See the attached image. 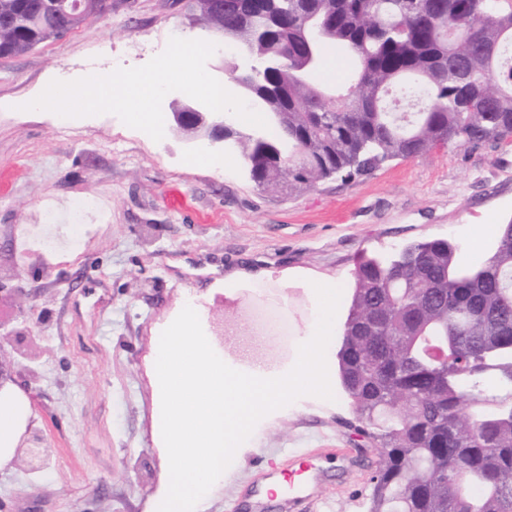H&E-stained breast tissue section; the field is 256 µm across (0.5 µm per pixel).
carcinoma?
Wrapping results in <instances>:
<instances>
[{"label":"carcinoma","instance_id":"1","mask_svg":"<svg viewBox=\"0 0 512 512\" xmlns=\"http://www.w3.org/2000/svg\"><path fill=\"white\" fill-rule=\"evenodd\" d=\"M191 0L198 22L263 61L243 97L265 131L236 129L262 188L376 170L438 148L512 140V0ZM82 26L52 0H0V56ZM359 61L345 92L314 82L306 45ZM337 357L355 430L379 451L369 512H512V221L467 268L450 238L353 273Z\"/></svg>","mask_w":512,"mask_h":512}]
</instances>
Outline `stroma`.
Wrapping results in <instances>:
<instances>
[{
	"label": "stroma",
	"mask_w": 512,
	"mask_h": 512,
	"mask_svg": "<svg viewBox=\"0 0 512 512\" xmlns=\"http://www.w3.org/2000/svg\"><path fill=\"white\" fill-rule=\"evenodd\" d=\"M180 34L221 40L175 0H112L109 16L0 58V319L16 335L10 383L31 408L0 467V512H149L166 462L153 443L147 364L157 326L183 300L236 364L227 340L252 336L244 304L254 295L292 331L309 321L305 290L281 288L283 270L347 287L361 256L449 237L472 258L512 219V143L437 149L288 193L258 187L233 151L221 174L193 164L199 142L174 120L192 99L179 91L162 102L158 142L109 113L63 120L20 108L51 80L145 65ZM73 231L79 252L69 259L59 249ZM235 275L236 288H217ZM334 396L265 424L205 512H367L378 451L356 434L342 389ZM300 456L324 471L307 497L256 504L254 487Z\"/></svg>",
	"instance_id": "35a3bbf8"
}]
</instances>
